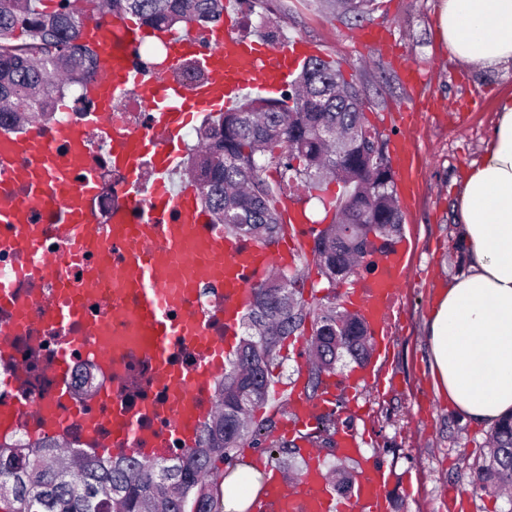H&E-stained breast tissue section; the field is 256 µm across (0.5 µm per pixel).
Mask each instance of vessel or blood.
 Wrapping results in <instances>:
<instances>
[{"instance_id":"vessel-or-blood-1","label":"vessel or blood","mask_w":512,"mask_h":512,"mask_svg":"<svg viewBox=\"0 0 512 512\" xmlns=\"http://www.w3.org/2000/svg\"><path fill=\"white\" fill-rule=\"evenodd\" d=\"M158 41L166 50L163 74L142 78L132 68L130 53L145 39ZM84 42L97 53V69L85 87L98 111L93 118L57 123L50 133L31 129L22 133L0 131V165L8 174L0 177V224H16L20 233L14 248L33 254L36 272L59 271L61 261L39 253L44 227L29 221L35 208L55 207L64 232L81 248L97 253V264L87 273L82 295L96 299L104 282H111L114 311L136 326V341L146 355L159 359L157 378L171 391L169 401L156 409L168 413L186 445H193L196 429L214 410L208 392L224 372V357L230 350L241 313L248 306L253 284L271 270L293 264L305 241L304 218L290 200H283L284 223L293 225L291 242L269 252L263 244L205 231L211 217L199 205L195 185L177 180L178 158L184 148L183 132L201 112H231L239 109L249 94L277 96L286 88L292 69L299 62L318 56V45H306L295 37L281 46L265 43L260 35L242 32L236 0H225L224 23L198 39L193 28L181 32L159 31L137 25L129 16L115 13L94 16L83 31ZM194 59L206 71L202 82L187 85L177 76L185 59ZM135 85L143 102L153 110L150 132L138 133L109 124L113 109L120 104L128 85ZM99 134L109 141L108 157L113 169L128 180L125 202L112 214V239L127 248L122 268H114L105 245L91 197L92 183H76L77 172L90 165L89 146ZM399 194L409 199L419 166L403 137L391 141ZM151 170L153 179L143 184L142 173ZM411 245L399 246L370 256V272L356 287L345 292L346 302L360 308L370 326L376 352L385 355L391 344V325L399 290L408 273ZM214 285L224 298L216 312L224 320V334L210 336L202 314H186L176 328L164 324V312L183 306L195 288ZM138 292L140 302L125 310L128 293ZM42 294H0L15 313L10 335L26 333L36 319L35 308ZM89 335L96 343V359L104 372L115 371L112 361V324L90 322ZM183 337L199 356L189 376L174 372L162 358L168 336ZM363 369L349 376L328 380L319 402L305 395L290 401V429L297 432L313 426L317 407L331 408L336 396H353L369 381ZM32 433L61 435V418L55 404L43 402L31 411ZM335 449L356 462L358 470L352 491L334 495L322 469L318 448L305 450L306 469L293 485L281 476L267 483L261 512H388L384 493L389 479L386 470L364 456L359 435L344 426L334 436ZM112 454H134L145 459L165 456L166 442L152 431L137 426L131 417H112Z\"/></svg>"}]
</instances>
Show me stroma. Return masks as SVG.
I'll return each mask as SVG.
<instances>
[{"label": "stroma", "instance_id": "35a3bbf8", "mask_svg": "<svg viewBox=\"0 0 512 512\" xmlns=\"http://www.w3.org/2000/svg\"><path fill=\"white\" fill-rule=\"evenodd\" d=\"M253 3L262 22L250 33L321 44L325 60L353 80L372 125L394 112L413 113L416 121L409 146L421 176L404 211L403 236L413 249L392 343L377 361L379 382L367 385L357 401L334 407L337 425L356 429L365 455L389 473V512H448L452 503L460 512H512V498L473 484L491 431L462 421L435 394L425 341L435 293L464 265L456 239L458 188L487 147L495 102L512 92V70L477 73L451 59L438 29L440 0H376L372 11L359 16L338 14L325 0ZM366 28L379 30L382 47L357 41ZM402 52L422 70L418 85L408 83L395 61ZM296 343L293 336L283 343L271 367L268 404L257 413L271 418L270 432L260 446L236 454V463L263 474L279 466L276 450L289 438L291 391L307 383L308 354Z\"/></svg>", "mask_w": 512, "mask_h": 512}]
</instances>
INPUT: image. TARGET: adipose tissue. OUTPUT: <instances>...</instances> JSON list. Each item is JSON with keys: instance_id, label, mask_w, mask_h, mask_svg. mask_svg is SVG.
Returning <instances> with one entry per match:
<instances>
[{"instance_id": "ef3b65f1", "label": "adipose tissue", "mask_w": 512, "mask_h": 512, "mask_svg": "<svg viewBox=\"0 0 512 512\" xmlns=\"http://www.w3.org/2000/svg\"><path fill=\"white\" fill-rule=\"evenodd\" d=\"M449 55L478 71L512 66V0H441ZM465 273L438 291L428 322L437 392L474 423L512 413V94L458 191Z\"/></svg>"}]
</instances>
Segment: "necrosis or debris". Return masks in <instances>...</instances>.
Masks as SVG:
<instances>
[{
  "instance_id": "4bbe7bcc",
  "label": "necrosis or debris",
  "mask_w": 512,
  "mask_h": 512,
  "mask_svg": "<svg viewBox=\"0 0 512 512\" xmlns=\"http://www.w3.org/2000/svg\"><path fill=\"white\" fill-rule=\"evenodd\" d=\"M92 166L79 174V181L92 180L98 185L91 205L102 226L112 222V210L123 199L126 178L115 172L109 162L108 142L97 138L90 144ZM32 223L44 227V250H55L65 264V283H58L53 275L36 277L27 274L30 263L27 254L10 248L9 242L17 232L16 225L0 224V283L15 291L34 290L47 296L50 306L45 318L34 325V336H15L11 339L9 355L0 356V408L30 410L43 401L56 402L62 412L65 436L73 447H87L88 441L81 423L82 415L92 413L103 420L100 435L110 438L109 420L113 413L124 412L135 417L144 427L153 429L165 438L171 450H179L181 443L170 418L163 414H144V401L167 399L168 390L156 380V363L136 350H128L119 357L121 370L107 377L101 374L93 359V337L85 332L87 319L108 317L112 314V291L104 289L97 299L78 304L77 289L95 258L78 246L75 240L65 239L59 233L58 219L44 210L30 214ZM80 305L81 316L63 322L53 318L55 308ZM64 359L65 374L57 376L49 365Z\"/></svg>"
}]
</instances>
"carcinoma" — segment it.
Returning a JSON list of instances; mask_svg holds the SVG:
<instances>
[{
	"instance_id": "carcinoma-1",
	"label": "carcinoma",
	"mask_w": 512,
	"mask_h": 512,
	"mask_svg": "<svg viewBox=\"0 0 512 512\" xmlns=\"http://www.w3.org/2000/svg\"><path fill=\"white\" fill-rule=\"evenodd\" d=\"M0 0V130L53 126L67 91L85 87L96 67L94 51L82 43L92 0ZM102 13L121 12L143 25L176 31L195 24L217 26L224 0H97ZM373 0H336L343 14H364ZM190 149L187 179L200 187L199 203L224 233L267 244L284 223L278 203L283 186L296 182L320 191L324 177L344 183L330 224L314 236L312 253L331 296L308 304L297 296L302 270L281 273L253 287L241 324L254 335L239 341L225 359L215 385L216 410L197 431L194 446L147 460L135 455L98 456L64 449L55 437L24 448L0 445V512H221V493L211 476L216 462L232 463L237 449L261 444L269 420L254 412L268 400L270 368L290 336L307 339L312 362L308 396L347 356L369 362L372 336L364 319L336 302V288L358 274L362 259L390 248L401 236L386 141L372 128L363 99L342 72L319 58L305 62L280 97L248 99L238 112L209 115ZM275 167L278 180L264 176ZM333 420L323 419L306 438L333 449ZM476 472L483 490L512 489V415L503 418Z\"/></svg>"
}]
</instances>
